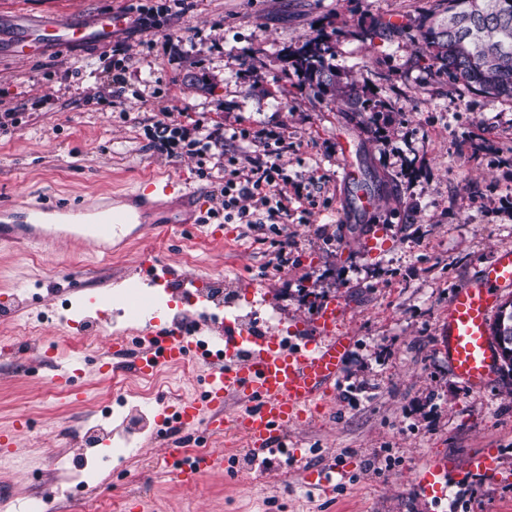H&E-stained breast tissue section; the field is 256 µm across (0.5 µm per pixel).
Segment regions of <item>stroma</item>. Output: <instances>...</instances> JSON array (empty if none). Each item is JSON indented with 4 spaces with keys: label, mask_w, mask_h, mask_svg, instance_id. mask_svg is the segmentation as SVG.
I'll use <instances>...</instances> for the list:
<instances>
[{
    "label": "stroma",
    "mask_w": 512,
    "mask_h": 512,
    "mask_svg": "<svg viewBox=\"0 0 512 512\" xmlns=\"http://www.w3.org/2000/svg\"><path fill=\"white\" fill-rule=\"evenodd\" d=\"M162 2L0 0V115L9 116L0 126V201L25 194L73 203L126 192L148 174L208 195L225 170L262 156L272 134L288 212L259 228L219 213L223 238L190 226L150 232L106 259L63 241L0 249V338L14 337L24 356L0 353V432L15 440L0 453L6 493L20 504L41 495L51 512H129L136 502L145 512H443L410 479L441 459L461 487L455 512H512V371L497 368L492 387L472 390L452 376L444 347L449 296L512 250V102L450 85L419 61L413 27L434 0H194L186 13L146 30L123 26L102 44L48 47L34 59L13 52L45 18ZM386 20L403 32L381 31ZM321 33L331 37L341 80L372 111H348L302 85L289 56ZM117 41L125 59L112 54ZM121 65L126 90L116 97L111 79ZM161 122L223 128V155L158 150ZM350 164L381 187L368 218L386 230L389 247L378 255L341 232ZM148 251L175 279L145 275ZM72 277L80 293L70 290ZM205 278L222 282L225 300H254L256 316L279 311L307 335L327 294L347 297L344 329L354 344L341 374L288 427L300 460L264 465L228 454L223 467L187 483L166 464L168 440L148 430L121 480L90 481L83 500L69 502L61 458L96 460L102 432L121 431L138 411L153 419L162 404L204 388L203 371L173 366L146 381L128 368L102 376L106 333L69 324L70 314L93 316L107 294L136 288L158 308L161 327L169 304ZM27 323L38 324L37 335H18ZM71 362L81 367L76 381L53 389L57 367ZM116 392L123 407L103 414ZM483 451L495 476L466 483L467 458ZM328 461L343 477L322 497L302 471Z\"/></svg>",
    "instance_id": "35a3bbf8"
}]
</instances>
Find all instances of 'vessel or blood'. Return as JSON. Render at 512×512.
<instances>
[{"mask_svg":"<svg viewBox=\"0 0 512 512\" xmlns=\"http://www.w3.org/2000/svg\"><path fill=\"white\" fill-rule=\"evenodd\" d=\"M122 12L112 11L100 17L96 27L82 20H51L26 32L23 44L46 37L48 44L71 47L84 43H102L113 29L122 24ZM348 189L346 213L349 219L369 214L375 209V193L366 188L353 168L342 177ZM204 195L186 192L180 179L143 178L133 191L122 195H103L72 204L66 201L22 204L0 203V247L13 248L34 242L50 243L67 236L92 245L98 252L111 254L114 241L128 240L131 225L142 223L149 213H160L161 224L172 229L190 223L203 213ZM512 288V250L502 252L481 269L469 285L456 290L448 299V361L453 375L472 389H487L495 372V352L490 338V317L501 293ZM131 324L140 325L134 338V371L150 375L157 369L183 362L191 356V330L200 329L202 321L194 313H184L178 322L154 331L143 328L150 305L142 296L127 294L119 298ZM342 294L333 293L316 309L313 335L301 337L292 347L283 346L277 331L237 332L233 323L208 341L217 357L206 376L209 389L203 399H186L175 406H165L155 417L158 426L180 431L205 424L214 434L231 430L242 432L255 459L282 454L288 434L286 429L338 379L343 362L352 346V337L341 334L347 317ZM236 398L238 406L225 414L224 402ZM172 457L181 459L185 480L203 477L222 465V452L210 450L185 455L181 443H173ZM308 485L321 489L335 485V465L324 464L304 471ZM412 485L436 500L448 497L447 465L430 462L415 469Z\"/></svg>","mask_w":512,"mask_h":512,"instance_id":"obj_1","label":"vessel or blood"}]
</instances>
